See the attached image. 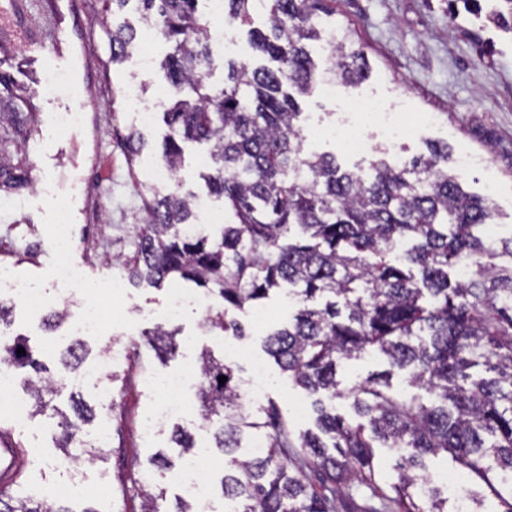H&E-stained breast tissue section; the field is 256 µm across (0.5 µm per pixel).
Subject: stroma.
<instances>
[{"mask_svg":"<svg viewBox=\"0 0 512 512\" xmlns=\"http://www.w3.org/2000/svg\"><path fill=\"white\" fill-rule=\"evenodd\" d=\"M56 0H0L1 41L8 47L0 55V70L15 84L29 87L41 83L45 73L38 67L18 68L17 59L28 53L33 39L49 41L56 28L66 31L58 46L73 56L76 71L60 70V84L34 98L36 124L25 138L10 146L32 169V188L19 193L0 190V266H8L15 278L48 292L53 268L60 256L76 265L83 279L98 289H108L113 272L102 257L113 247L128 246L132 227L140 215L142 200L137 181L151 179L142 162H130L119 146L117 132L134 125L128 105V88L138 83L150 91L165 87L161 69L169 49L163 40L147 43V54L130 49L120 65L111 62L110 31L118 25L139 26L135 5L121 12L106 10L103 0H71L59 10ZM483 12L475 16L448 15V0H335L332 19L350 29L355 43L367 54V80L356 88L359 96L376 98L390 111L409 113L417 125L414 136L391 143L380 130L367 127V148L361 153L344 150L339 140L326 136L327 128L344 118L341 98L320 93L300 97L304 113V147L339 156L347 168L371 159L376 149L388 150L394 161L425 152L427 143H448L454 153L474 156L476 168L461 171L470 192L492 194L496 236H512V34L497 31L485 14L495 0H480ZM230 47H211L208 82L224 83V65L231 59H250L254 52L244 32L232 28ZM92 98L94 117L61 132L52 119L67 111L72 98ZM67 209L69 223L57 221L59 209ZM170 298L169 285L126 286L112 299V319L101 338L91 340L93 353L108 346L124 349L125 358L113 372L125 376L126 388H113V406L97 397L92 381L74 383L69 373L58 374V391L44 414L18 426L0 407V470L12 472L11 494L38 499L52 497L57 486L73 484L71 512H141L142 498L134 486L153 478L166 489L161 512H172L183 490L169 470L152 469L149 457L167 449L174 425L197 429L201 423L195 392L185 397L187 413L178 423H165L155 435L142 438L141 423L155 410L159 396L145 388L143 372L165 375L183 370L203 348L215 356L234 354L241 379H249L254 365L265 367L270 383L265 395L275 400L294 431L311 428V401L261 348L267 328L287 321L286 302L273 299L266 306L264 323L243 315L244 338L210 336L201 327L204 309L187 308L177 322L178 350L174 359L160 361L146 344L144 335L159 324ZM13 332L26 335L40 360L56 366L58 348L49 346V333L31 317L21 301H14ZM79 398L95 412L82 436L92 439L101 425H108L111 440L105 460L74 467L64 463L58 448L56 410H68Z\"/></svg>","mask_w":512,"mask_h":512,"instance_id":"stroma-1","label":"stroma"}]
</instances>
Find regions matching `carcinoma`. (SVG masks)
<instances>
[{"instance_id":"obj_1","label":"carcinoma","mask_w":512,"mask_h":512,"mask_svg":"<svg viewBox=\"0 0 512 512\" xmlns=\"http://www.w3.org/2000/svg\"><path fill=\"white\" fill-rule=\"evenodd\" d=\"M131 1L145 27L170 44L161 67L182 94L163 113L161 161L177 171L184 144L207 145L210 163L201 179L232 220L199 230L191 222L193 195L141 183L142 223L133 225L132 250L105 264L133 287L182 280L217 295L222 307H208L203 318L213 336L246 335L240 315L285 294L295 311L261 343L280 371L314 397L316 430L297 436L277 402L247 411L237 367L201 352L200 417L205 425L221 420L210 447L224 452V499L237 504L235 512H378L360 507L350 486L355 478L376 490L379 443L411 449L392 485L399 512H447L438 489L420 491L421 458L439 452L512 512V237H489L491 199L463 188L446 144H430L428 154L400 166L380 150L366 175L343 167L334 153L305 150L296 96L317 82L307 42L323 39L316 20L335 15L331 0H224V18L249 26L252 49L269 64L230 60L216 90L204 76L209 22L197 15L200 0H104L114 11ZM500 2L490 22L512 33V0ZM258 3L266 10L263 29L252 27ZM138 39L134 28H113L112 64L122 63ZM328 56L344 86L365 78L366 55L343 29H336ZM33 95L0 73V143L11 129L31 132ZM124 146L136 160L145 146L139 129L128 128ZM31 185L30 170L1 154L0 189ZM464 262L473 273L462 281L457 267ZM178 333L159 327L147 343L168 358ZM371 352L384 355L390 370L342 386V364ZM89 354L88 341L73 339L60 362L74 372ZM0 364L28 370L32 413L43 412L56 392L55 376L29 340L14 335ZM395 370L431 403L389 392ZM325 397L353 399L360 421L351 423ZM71 411L58 422L64 459H104L101 448L71 452L94 417L79 399ZM255 434L266 441L259 453L248 447ZM170 440L179 463L196 457L195 436L184 427L174 425ZM0 504V512H72L56 501L7 494L1 473Z\"/></svg>"}]
</instances>
